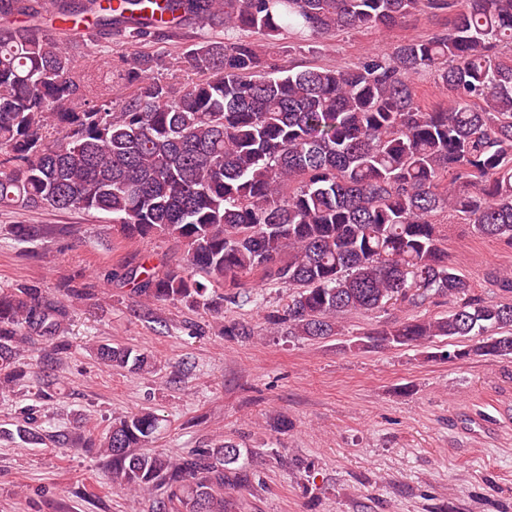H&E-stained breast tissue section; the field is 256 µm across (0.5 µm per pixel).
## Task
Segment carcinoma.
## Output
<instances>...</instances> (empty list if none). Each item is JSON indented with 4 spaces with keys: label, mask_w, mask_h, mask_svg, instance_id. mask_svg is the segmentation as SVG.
<instances>
[{
    "label": "carcinoma",
    "mask_w": 512,
    "mask_h": 512,
    "mask_svg": "<svg viewBox=\"0 0 512 512\" xmlns=\"http://www.w3.org/2000/svg\"><path fill=\"white\" fill-rule=\"evenodd\" d=\"M43 2L0 0V205L93 210L128 240L172 239L181 262L125 272L150 301L221 313L253 302L243 278L258 273L292 290L265 323L316 340L337 335L349 312L452 297L448 313L373 329L357 346L479 337L444 358L512 356V303L470 294L435 222L456 212L512 245V0H51L135 43L163 19L224 26V40L184 56L198 78L177 95L147 78L150 55L127 57L133 91L115 111L96 61H79L44 29ZM420 12L451 20L336 68H279L260 45L231 36L311 42L391 31ZM424 76L448 90V104H420ZM79 297L0 289V386L29 380L24 347L34 334L42 369L63 364ZM97 355L134 374L150 368L121 345ZM24 413L22 441L97 453L113 486L153 496L152 512H226L225 491L255 481L231 441L181 455L143 451L161 427L152 412L120 416L98 439L45 434L35 409Z\"/></svg>",
    "instance_id": "obj_1"
}]
</instances>
